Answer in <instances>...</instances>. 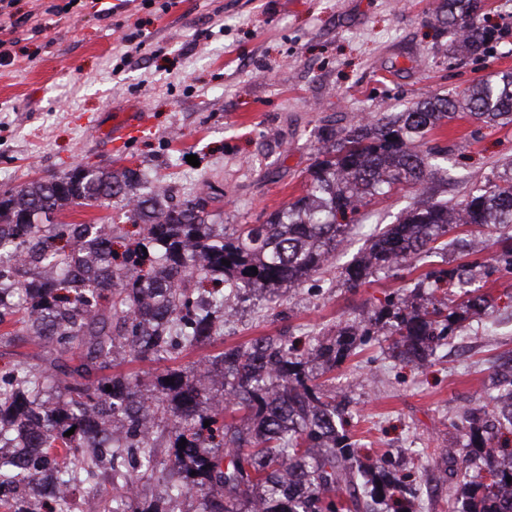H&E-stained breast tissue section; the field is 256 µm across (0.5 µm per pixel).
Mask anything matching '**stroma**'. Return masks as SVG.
I'll return each mask as SVG.
<instances>
[{
	"label": "stroma",
	"mask_w": 512,
	"mask_h": 512,
	"mask_svg": "<svg viewBox=\"0 0 512 512\" xmlns=\"http://www.w3.org/2000/svg\"><path fill=\"white\" fill-rule=\"evenodd\" d=\"M440 0H17L16 59L0 65V187L76 165L146 168L183 195L208 181L213 223L262 224L304 195L327 132L403 111L433 95L512 72V37L492 56L455 58L434 24ZM147 126L111 141L113 124ZM437 174L361 207L324 273L283 287L277 303L237 304L217 341L159 360L125 358L116 370L142 392L257 336L333 333L338 322L412 290L408 272L381 273L357 291L345 268L373 234L422 198L464 199L512 162V124L456 119L423 142ZM199 164H188L187 155ZM474 285L494 301L462 321L424 367L392 358L375 336L335 372L348 389L347 434L372 459L411 471L414 512H446L448 451L467 453L463 409L483 401L496 357L512 350V273Z\"/></svg>",
	"instance_id": "35a3bbf8"
}]
</instances>
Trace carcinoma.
Returning <instances> with one entry per match:
<instances>
[{"instance_id":"1","label":"carcinoma","mask_w":512,"mask_h":512,"mask_svg":"<svg viewBox=\"0 0 512 512\" xmlns=\"http://www.w3.org/2000/svg\"><path fill=\"white\" fill-rule=\"evenodd\" d=\"M439 12L450 46L491 54L501 28L488 24L484 0H444ZM460 112L512 124V73L394 115L358 119L317 153L305 195L230 235L209 222L204 190L173 203L169 189L129 167L77 166L1 189L0 237L19 239V257L0 265V326H8L0 341L24 336L41 354L35 364L0 370V507L25 512L3 490L24 485L38 498L50 474L57 497L47 512H69L70 497L100 484L111 486L112 498L90 497L93 512H176L188 494L198 512H404L407 485L360 460L339 431L345 403L326 392L321 377L384 326L395 358L434 354L461 315L492 301L469 288L474 261L427 271L416 283L423 303L396 295L340 324L330 340L309 335L304 352L286 335L259 336L200 361L194 381L168 371L150 394L135 378L92 374L114 367L120 349L160 359L199 348L221 335L231 315L227 300L272 302L279 288L322 271L349 228L347 214L386 188L421 185L433 174L416 143ZM114 200L130 221L146 225V235L54 220L70 207ZM473 226L497 231L494 261L512 273V172L462 200L414 205L344 270V284L355 289L378 272L409 267L447 249L450 232ZM498 370L508 379L489 394L492 410L480 405L461 418L470 447L482 450L487 481L470 489L461 508L448 490V512H512L500 498L512 490V462L503 465L512 459V408L503 406L512 400V358ZM160 464L164 496L143 502L138 483Z\"/></svg>"}]
</instances>
